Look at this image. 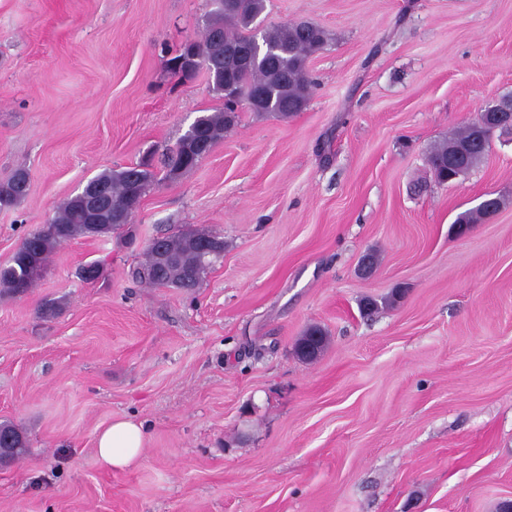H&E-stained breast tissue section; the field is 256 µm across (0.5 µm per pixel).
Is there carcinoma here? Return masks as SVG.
Returning a JSON list of instances; mask_svg holds the SVG:
<instances>
[{
    "instance_id": "cac0c4a2",
    "label": "carcinoma",
    "mask_w": 512,
    "mask_h": 512,
    "mask_svg": "<svg viewBox=\"0 0 512 512\" xmlns=\"http://www.w3.org/2000/svg\"><path fill=\"white\" fill-rule=\"evenodd\" d=\"M211 10L205 18L201 37L193 44L194 55L203 64L194 68L186 53L179 50L169 60L170 68L185 78L202 71L209 86L224 99V108L204 114L198 130L204 138L205 149L191 145L187 135L177 140L165 163L162 180L175 182L196 168L204 152L224 139V133L236 123V102L226 87H235L245 97L253 90H265V104L257 111L272 112L289 117L304 110L307 105L311 81L306 62L327 43L326 31L313 23H287L260 27L261 15L267 0H210ZM247 47L249 57L241 64L224 56V48ZM479 134L467 127L435 144L429 151L427 163L433 180L445 184L448 173V154L460 149L462 156L454 175L461 178L482 162L486 152L478 143ZM151 160L141 159L135 164L103 171L91 182L103 186L109 202L107 213L97 222L87 220L84 204L72 194L56 207L55 216L39 230L28 234L18 246L11 260L0 265V296L25 294L36 287L44 276L50 257L64 241L80 237L110 236L129 232L133 220L127 219L137 212L150 186L158 182ZM28 173L14 171L0 181V209L18 205L28 193ZM488 218L480 208L460 213L454 224L463 230ZM167 261L159 263L152 245H147L140 266L132 276L151 286L194 291L201 287L213 261L224 252V240L216 231L199 228H179L160 237ZM208 243L214 252L200 250ZM329 341L319 326L307 328L295 343L296 355L307 362L315 361ZM314 344V351L306 353L303 347ZM28 452L26 436L11 423H0V464L23 458Z\"/></svg>"
}]
</instances>
